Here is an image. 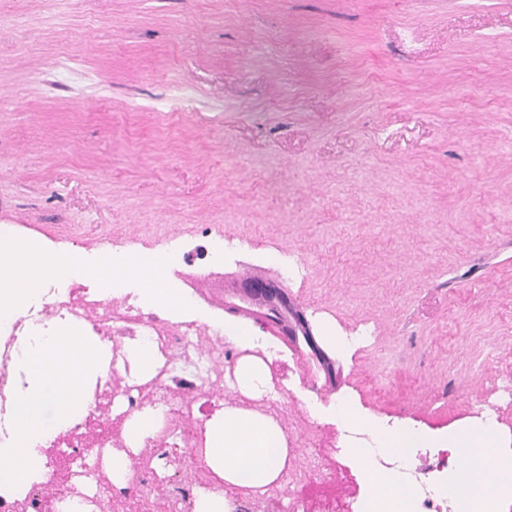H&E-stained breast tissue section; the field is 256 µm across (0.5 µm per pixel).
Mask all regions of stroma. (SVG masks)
I'll use <instances>...</instances> for the list:
<instances>
[{
    "mask_svg": "<svg viewBox=\"0 0 512 512\" xmlns=\"http://www.w3.org/2000/svg\"><path fill=\"white\" fill-rule=\"evenodd\" d=\"M0 224L177 242L173 286L271 338L240 277L288 289L313 341H280L262 406L306 483L248 512L362 498L310 402L437 435L489 411L512 459V0H0Z\"/></svg>",
    "mask_w": 512,
    "mask_h": 512,
    "instance_id": "obj_1",
    "label": "stroma"
}]
</instances>
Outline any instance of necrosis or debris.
Masks as SVG:
<instances>
[{"label": "necrosis or debris", "mask_w": 512, "mask_h": 512, "mask_svg": "<svg viewBox=\"0 0 512 512\" xmlns=\"http://www.w3.org/2000/svg\"><path fill=\"white\" fill-rule=\"evenodd\" d=\"M53 321L98 336L107 350L106 361L100 379L84 387L87 415L49 443L48 473L28 486L0 483V512H64L71 501L79 502L85 512H110L113 487L108 469L113 449L124 446L116 427L148 401L168 407L159 432L148 442L149 447L161 449L163 462L156 465L149 456L131 454L132 478L122 493L137 507L157 498L162 512H192L198 492L214 487L208 471L201 467L193 479L175 482L167 467L199 452L186 437L188 430H201L203 424L191 397L198 386L209 383L224 358L223 348L202 346L199 319L183 313L173 322L158 312L145 311L139 297L126 288H118L111 298L76 281L65 288L49 285L21 315L0 321V446L8 444L16 432L15 423L4 418L17 389L12 365L21 348L32 346ZM136 336L154 340L164 359L155 380L142 385L129 383L130 367L124 356L126 339ZM183 362L194 366L192 375H180ZM167 381L171 389L183 393L180 405L170 404L169 389L163 387Z\"/></svg>", "instance_id": "necrosis-or-debris-1"}]
</instances>
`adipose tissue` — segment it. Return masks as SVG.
Returning a JSON list of instances; mask_svg holds the SVG:
<instances>
[{
	"mask_svg": "<svg viewBox=\"0 0 512 512\" xmlns=\"http://www.w3.org/2000/svg\"><path fill=\"white\" fill-rule=\"evenodd\" d=\"M0 252L11 263L7 285L0 289V318L20 314L36 278L66 274L69 279L107 277L117 282L130 271H143L145 294L151 303L163 307L189 309L190 303L172 288L168 279L169 257L151 252H121L110 256L104 266L80 265L76 259L50 252H36L21 244L9 226L0 225ZM225 345L235 353L231 370L225 371V385L237 395L236 403L223 407L204 422L202 465L221 481L217 492L200 493L194 512H234L239 498L257 499L282 489L292 472L296 451L272 415L259 404L274 390L270 364L273 359L265 336L252 323L231 315L213 322ZM72 332L52 328L39 345L16 362L28 376L29 386L13 397L18 435L13 447L0 448V482L25 484L42 474V455L38 443L65 429L83 408L82 381L99 370L96 354L83 342H72ZM166 409L145 404L125 420L122 436L126 451L112 454V484L127 486L132 472L128 452L138 451L158 433ZM336 419L345 430L368 435L378 452L394 461L403 460L408 449L431 446L430 437L413 424L401 421L390 429L358 417L348 399L334 406ZM456 455L468 469L453 494L456 512H471L475 499L491 496L497 477L512 472V463L493 452L494 439L479 426L451 434ZM370 491L386 495L396 507H404L419 496L423 485L408 471L387 472L370 469Z\"/></svg>",
	"mask_w": 512,
	"mask_h": 512,
	"instance_id": "obj_1",
	"label": "adipose tissue"
}]
</instances>
